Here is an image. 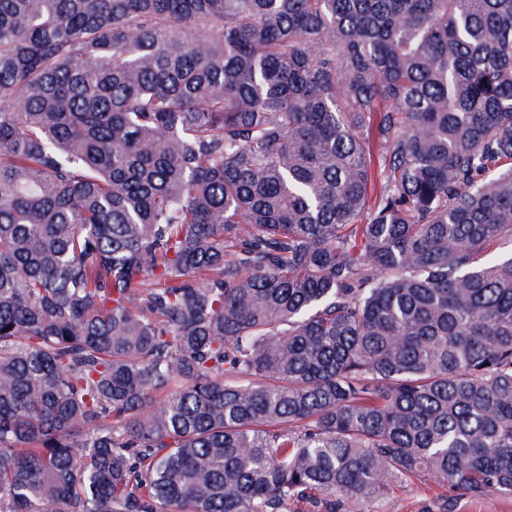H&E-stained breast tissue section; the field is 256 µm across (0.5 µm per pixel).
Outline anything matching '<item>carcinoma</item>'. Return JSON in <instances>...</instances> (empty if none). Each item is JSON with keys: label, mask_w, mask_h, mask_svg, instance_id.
I'll return each mask as SVG.
<instances>
[{"label": "carcinoma", "mask_w": 512, "mask_h": 512, "mask_svg": "<svg viewBox=\"0 0 512 512\" xmlns=\"http://www.w3.org/2000/svg\"><path fill=\"white\" fill-rule=\"evenodd\" d=\"M512 0H0V512L512 494Z\"/></svg>", "instance_id": "obj_1"}]
</instances>
